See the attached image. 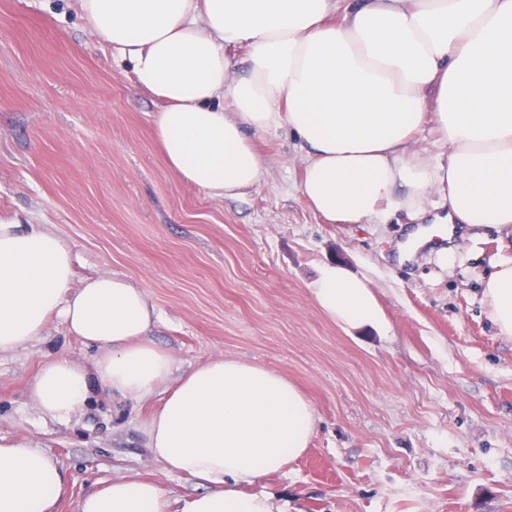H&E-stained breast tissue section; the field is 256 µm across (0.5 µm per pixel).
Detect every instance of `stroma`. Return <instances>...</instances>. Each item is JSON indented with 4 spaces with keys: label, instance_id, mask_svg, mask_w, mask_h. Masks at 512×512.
<instances>
[{
    "label": "stroma",
    "instance_id": "stroma-1",
    "mask_svg": "<svg viewBox=\"0 0 512 512\" xmlns=\"http://www.w3.org/2000/svg\"><path fill=\"white\" fill-rule=\"evenodd\" d=\"M131 82L75 0H0V219L61 235L76 280L117 274L146 288L159 316L149 339L180 370L233 357L300 389L317 420L308 450L250 486L286 512H512V338L483 298L512 237L462 225L452 249L399 262L410 218L315 214L284 128L255 138V187L211 196L166 167L151 123L160 102ZM324 262L369 280L387 328H345L319 309L306 284ZM97 353L55 320L1 353L0 440L27 441L65 469L55 512H79L121 476L173 498L201 492L148 453L140 424L159 397L96 394L70 419L39 413L29 389L41 368Z\"/></svg>",
    "mask_w": 512,
    "mask_h": 512
}]
</instances>
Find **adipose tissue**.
Returning <instances> with one entry per match:
<instances>
[{
	"instance_id": "adipose-tissue-1",
	"label": "adipose tissue",
	"mask_w": 512,
	"mask_h": 512,
	"mask_svg": "<svg viewBox=\"0 0 512 512\" xmlns=\"http://www.w3.org/2000/svg\"><path fill=\"white\" fill-rule=\"evenodd\" d=\"M89 32L158 97L164 161L182 183L232 198L255 187L254 135L302 142V198L333 224L445 209L443 223L512 227V0H77ZM248 49L234 77L229 48ZM442 153L418 149L428 129ZM67 242L42 224L0 220V354L51 319L97 346L90 366L57 359L31 387L39 412L67 419L91 390L133 400L164 389L141 429L155 460L205 485L171 502L149 481L117 478L80 512H274L240 483L284 470L309 447L313 407L281 374L219 357L174 377L148 340V292L118 275L74 285ZM307 288L343 326L384 321L364 279L324 264ZM500 335L512 337V257L483 281ZM66 475L24 441L0 443V512H53Z\"/></svg>"
}]
</instances>
